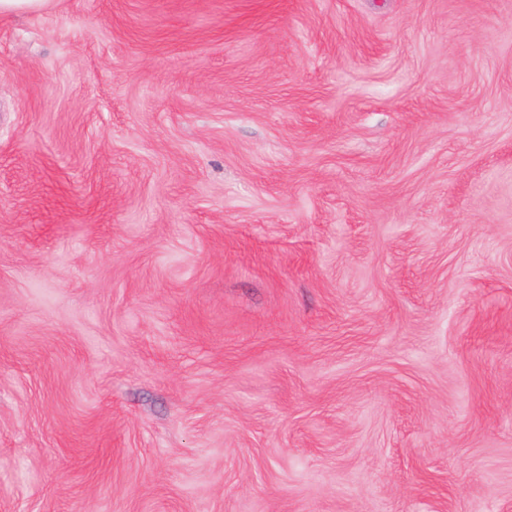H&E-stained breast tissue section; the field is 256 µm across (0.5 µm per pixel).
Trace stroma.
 Here are the masks:
<instances>
[{
  "instance_id": "stroma-1",
  "label": "stroma",
  "mask_w": 512,
  "mask_h": 512,
  "mask_svg": "<svg viewBox=\"0 0 512 512\" xmlns=\"http://www.w3.org/2000/svg\"><path fill=\"white\" fill-rule=\"evenodd\" d=\"M0 512H512V0L1 19Z\"/></svg>"
}]
</instances>
